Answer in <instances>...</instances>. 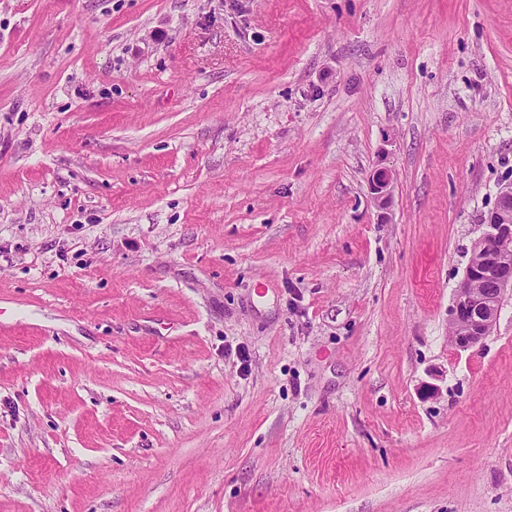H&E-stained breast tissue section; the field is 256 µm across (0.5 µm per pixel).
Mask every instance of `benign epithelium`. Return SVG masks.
I'll use <instances>...</instances> for the list:
<instances>
[{
    "mask_svg": "<svg viewBox=\"0 0 512 512\" xmlns=\"http://www.w3.org/2000/svg\"><path fill=\"white\" fill-rule=\"evenodd\" d=\"M391 174L373 172L370 187L377 206L391 199ZM486 232L472 246V256L448 310L454 345L467 350L489 335L506 293L512 291V184L504 186L485 219Z\"/></svg>",
    "mask_w": 512,
    "mask_h": 512,
    "instance_id": "7a95c632",
    "label": "benign epithelium"
}]
</instances>
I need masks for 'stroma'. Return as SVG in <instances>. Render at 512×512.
Instances as JSON below:
<instances>
[{"mask_svg":"<svg viewBox=\"0 0 512 512\" xmlns=\"http://www.w3.org/2000/svg\"><path fill=\"white\" fill-rule=\"evenodd\" d=\"M509 183L512 0H0V512H512ZM391 174L384 168L373 172L370 178V187L377 206L385 209L391 199ZM484 223L487 230L473 243L448 310L454 345L463 350L489 335L507 291H512V184L500 190Z\"/></svg>","mask_w":512,"mask_h":512,"instance_id":"35a3bbf8","label":"stroma"}]
</instances>
